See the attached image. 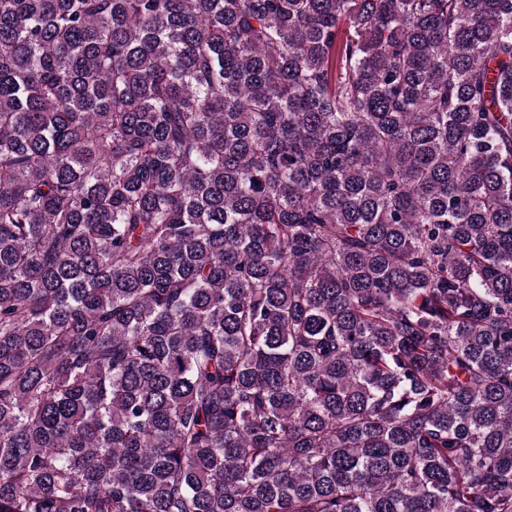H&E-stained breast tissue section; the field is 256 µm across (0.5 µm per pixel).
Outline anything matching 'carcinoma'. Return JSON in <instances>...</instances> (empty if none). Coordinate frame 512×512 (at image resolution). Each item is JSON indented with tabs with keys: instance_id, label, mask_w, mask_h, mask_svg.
<instances>
[{
	"instance_id": "obj_1",
	"label": "carcinoma",
	"mask_w": 512,
	"mask_h": 512,
	"mask_svg": "<svg viewBox=\"0 0 512 512\" xmlns=\"http://www.w3.org/2000/svg\"><path fill=\"white\" fill-rule=\"evenodd\" d=\"M0 512H512V0H0Z\"/></svg>"
}]
</instances>
